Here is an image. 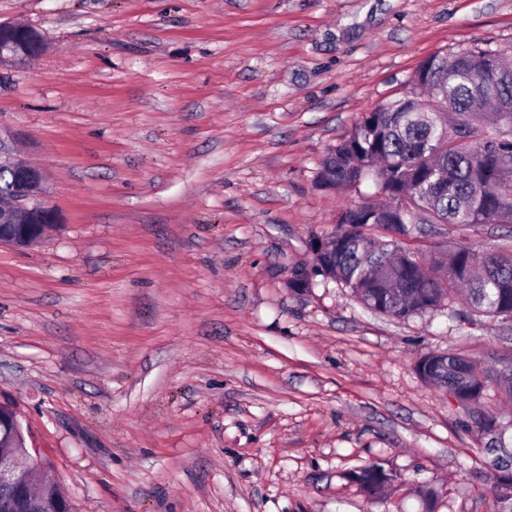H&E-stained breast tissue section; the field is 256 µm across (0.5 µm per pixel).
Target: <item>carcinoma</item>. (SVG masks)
<instances>
[{"mask_svg":"<svg viewBox=\"0 0 512 512\" xmlns=\"http://www.w3.org/2000/svg\"><path fill=\"white\" fill-rule=\"evenodd\" d=\"M503 54L473 46L430 56L414 74L411 95L363 116L328 152L320 187L349 189L371 175L387 203L343 209L322 234L331 249L296 275V289L322 276L367 308L406 319L443 307L463 288L470 308L512 319V252L478 254L458 245L427 268L401 246L422 215L429 224H512V66L495 62ZM489 106L504 128L494 137L483 129ZM375 228L385 240L375 242ZM415 368L463 403L482 401L493 385L512 401V367L491 374L448 352L425 354ZM350 478L370 500L388 495L396 480L379 462Z\"/></svg>","mask_w":512,"mask_h":512,"instance_id":"1","label":"carcinoma"}]
</instances>
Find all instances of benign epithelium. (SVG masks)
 <instances>
[{"label": "benign epithelium", "mask_w": 512, "mask_h": 512, "mask_svg": "<svg viewBox=\"0 0 512 512\" xmlns=\"http://www.w3.org/2000/svg\"><path fill=\"white\" fill-rule=\"evenodd\" d=\"M18 135L0 127V170L13 174L19 184L10 204L0 205V244L25 247L39 242L53 224L56 212L38 202L47 192L41 169L15 155ZM47 467L31 453L17 418H0V487L8 490L0 512H43L48 497L32 492L31 475Z\"/></svg>", "instance_id": "obj_1"}]
</instances>
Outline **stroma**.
I'll return each instance as SVG.
<instances>
[{"label":"stroma","instance_id":"35a3bbf8","mask_svg":"<svg viewBox=\"0 0 512 512\" xmlns=\"http://www.w3.org/2000/svg\"><path fill=\"white\" fill-rule=\"evenodd\" d=\"M40 32L0 65V126L58 222L0 245V403L73 512H492L473 408L415 362L512 363V322L372 312L312 235L375 187L318 186L430 55L512 50V0H0ZM424 261L512 251L506 224H420ZM398 476L369 501L350 472Z\"/></svg>","mask_w":512,"mask_h":512}]
</instances>
